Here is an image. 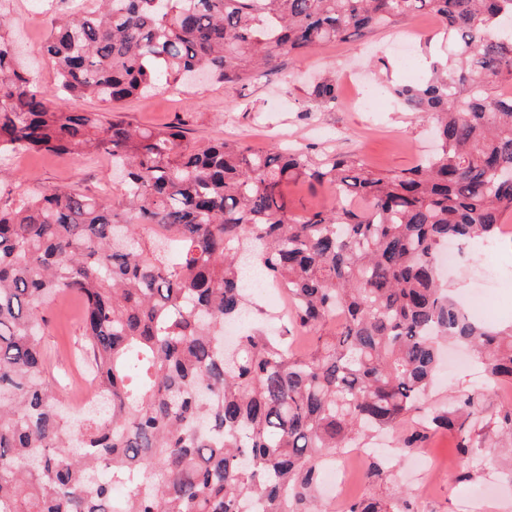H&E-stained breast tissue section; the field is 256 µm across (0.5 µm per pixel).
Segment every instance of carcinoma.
Listing matches in <instances>:
<instances>
[{
    "instance_id": "carcinoma-1",
    "label": "carcinoma",
    "mask_w": 512,
    "mask_h": 512,
    "mask_svg": "<svg viewBox=\"0 0 512 512\" xmlns=\"http://www.w3.org/2000/svg\"><path fill=\"white\" fill-rule=\"evenodd\" d=\"M429 14L461 47L390 93L436 125L438 150L416 167L296 149L196 143L179 126L142 128L117 105L192 72L240 84L284 55ZM512 0H86L44 43L71 107L57 105L2 34L0 158L20 152L112 156L122 192L17 186L0 208V512H332L325 464L356 439L422 408L439 344L470 346L494 384L512 382V329L497 330L448 296L441 249L499 242L512 211ZM319 108L336 77L312 82ZM328 189L329 209L295 215L288 185ZM355 199L366 202L355 209ZM293 306L278 336L230 344L247 313L243 251ZM83 301L81 352L101 410L77 424L45 377L44 310ZM313 338L288 349L292 330ZM477 393L429 417L457 435V483L484 438ZM484 427L512 436V405ZM428 435L414 430L400 452ZM124 483L123 498L112 485ZM345 512H414L402 498L354 499Z\"/></svg>"
}]
</instances>
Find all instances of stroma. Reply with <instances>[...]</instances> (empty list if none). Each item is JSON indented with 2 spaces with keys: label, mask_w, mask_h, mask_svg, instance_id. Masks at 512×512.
I'll list each match as a JSON object with an SVG mask.
<instances>
[{
  "label": "stroma",
  "mask_w": 512,
  "mask_h": 512,
  "mask_svg": "<svg viewBox=\"0 0 512 512\" xmlns=\"http://www.w3.org/2000/svg\"><path fill=\"white\" fill-rule=\"evenodd\" d=\"M80 0H9L10 31L18 39L34 67L39 82L54 88L53 63L43 45L58 18L77 8ZM419 17H409L393 27L361 37L323 45L308 53L282 60L278 71L256 80L225 85L203 81L182 92L159 90L120 105L123 118L139 127L182 124L189 139L206 142L236 138L256 150L279 145L309 153L334 152L360 159L369 169L390 173L415 166L434 150L426 118L407 111L389 88L430 76L432 66L455 58L456 42L440 23L419 30ZM411 40L410 55L400 43ZM354 73L375 93L379 105L371 112L354 106L355 85L342 82L334 108L307 105V82L314 75ZM27 189L75 187L97 193L111 177V160L101 155L20 153L10 162ZM449 294L462 305H474L475 318L493 327L512 325V237L485 248L475 246L466 259L447 271ZM80 305L71 296L57 297L46 309L47 330L41 339L48 367L56 382L71 390L72 405H79L90 391L74 362L80 347ZM466 391L484 395V406L495 411L512 402V384L486 381L476 359L456 353L446 377L438 379L429 397L435 406L447 405ZM454 434H433L422 447L413 449L386 477L366 479V460L348 463V479L333 497L334 512L361 495L390 498L400 491L411 497L415 512H512V475L497 463L512 442H486L473 461L475 482L455 483L460 467Z\"/></svg>",
  "instance_id": "35a3bbf8"
}]
</instances>
